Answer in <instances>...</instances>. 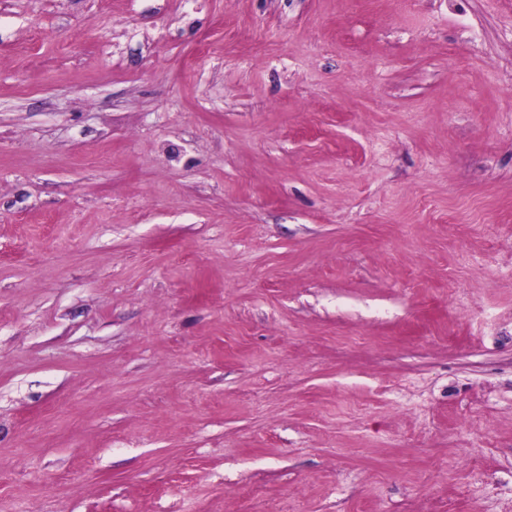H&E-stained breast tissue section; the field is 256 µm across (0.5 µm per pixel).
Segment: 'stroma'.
Instances as JSON below:
<instances>
[{"label":"stroma","mask_w":512,"mask_h":512,"mask_svg":"<svg viewBox=\"0 0 512 512\" xmlns=\"http://www.w3.org/2000/svg\"><path fill=\"white\" fill-rule=\"evenodd\" d=\"M0 512H512V0H0Z\"/></svg>","instance_id":"35a3bbf8"}]
</instances>
